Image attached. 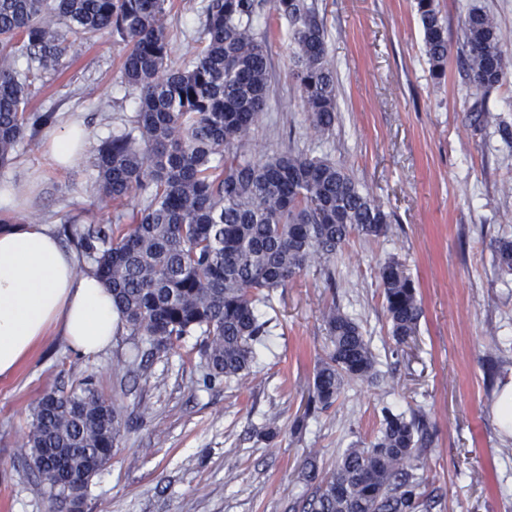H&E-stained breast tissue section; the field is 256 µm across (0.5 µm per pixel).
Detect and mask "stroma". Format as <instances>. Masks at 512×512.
<instances>
[{"instance_id":"stroma-1","label":"stroma","mask_w":512,"mask_h":512,"mask_svg":"<svg viewBox=\"0 0 512 512\" xmlns=\"http://www.w3.org/2000/svg\"><path fill=\"white\" fill-rule=\"evenodd\" d=\"M200 3L172 2L173 65L202 44ZM317 3L336 67L335 128L323 141L308 137L282 25L269 41V108L253 142L270 153L293 148L336 161L390 213V232L352 236L331 273L310 268L273 292L263 309L272 334L243 382L204 387L192 337L154 353L144 378L116 367L118 355L132 352L128 332L88 357L73 354L63 336L48 337L0 378V512H49L17 444L44 393L88 376L123 406L128 423L88 489L84 512H285L312 492L301 475L305 458L316 454L320 472H331L356 438L375 434L385 407L429 416L434 442L419 473L431 512H512V434L495 415L498 395L512 383V275L498 270L490 247L512 238V140L496 125H470L483 97L512 126V71L484 93L458 63L474 7L494 16L512 61V0H436L450 47L439 80L414 0ZM126 52L109 33L75 44L59 74L37 86L32 109L54 110L58 125L83 122L96 145L129 127L136 94L121 83ZM43 138H25L0 167V183L31 186L21 216L52 225L68 247L86 225L111 223L112 210L98 200L91 158L56 168ZM390 256L415 281L423 308L417 336L402 346L390 334L378 277ZM333 302L360 324L385 380L350 381L333 407L310 415L308 389L329 346L321 311Z\"/></svg>"}]
</instances>
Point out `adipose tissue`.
I'll list each match as a JSON object with an SVG mask.
<instances>
[{"label": "adipose tissue", "instance_id": "adipose-tissue-1", "mask_svg": "<svg viewBox=\"0 0 512 512\" xmlns=\"http://www.w3.org/2000/svg\"><path fill=\"white\" fill-rule=\"evenodd\" d=\"M91 139L75 121L50 129L43 146L57 166L69 167L85 156ZM122 328L110 289L80 272L77 254L48 225L0 227V377L11 375L50 332H61L74 353L94 356Z\"/></svg>", "mask_w": 512, "mask_h": 512}]
</instances>
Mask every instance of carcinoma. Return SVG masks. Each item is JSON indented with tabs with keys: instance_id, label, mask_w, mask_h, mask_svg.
Segmentation results:
<instances>
[{
	"instance_id": "cac0c4a2",
	"label": "carcinoma",
	"mask_w": 512,
	"mask_h": 512,
	"mask_svg": "<svg viewBox=\"0 0 512 512\" xmlns=\"http://www.w3.org/2000/svg\"><path fill=\"white\" fill-rule=\"evenodd\" d=\"M169 0H0V166L27 129L52 122L28 112L36 80L58 72L69 37L119 35L128 46L123 82L136 93L132 127L101 142L93 154L99 199L112 224L88 226L77 245L90 271L112 288V302L130 335L149 353L197 337L206 387L242 381L270 335L260 305L315 266L330 271L353 235L390 231V214L326 156L288 149L254 152L252 134L267 109L271 80L270 24L285 21L292 75L314 139L336 123V69L315 0H204V45L176 67L165 20ZM425 53L435 79L445 76L448 39L435 0H415ZM492 15L472 9L465 20L462 65L478 88L504 79L512 64L500 51ZM496 115L476 102L474 127ZM491 247L512 274V239ZM391 336L405 343L423 317L416 286L396 258L379 267ZM331 349L317 365L309 403L329 409L346 380L379 377L360 324L336 304L322 312ZM124 423L120 406L91 379L68 392L45 393L17 454L36 471L39 490L55 505L82 506L92 479L112 459ZM433 443L426 415L382 411L369 441L346 449L317 482L300 512H430L418 461Z\"/></svg>"
}]
</instances>
